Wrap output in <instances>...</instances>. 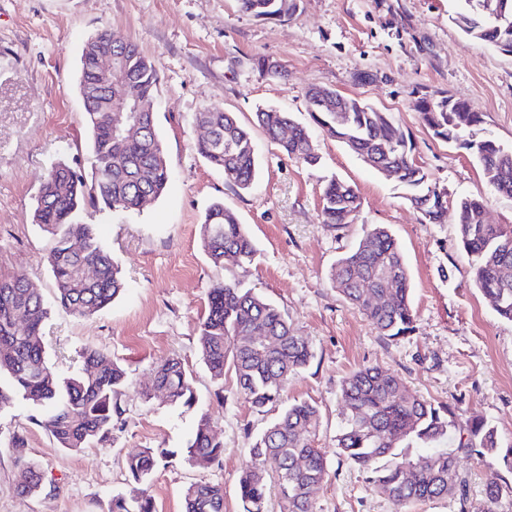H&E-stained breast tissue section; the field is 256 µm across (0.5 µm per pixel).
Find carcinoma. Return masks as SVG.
<instances>
[{
  "label": "carcinoma",
  "instance_id": "obj_1",
  "mask_svg": "<svg viewBox=\"0 0 512 512\" xmlns=\"http://www.w3.org/2000/svg\"><path fill=\"white\" fill-rule=\"evenodd\" d=\"M453 23L469 40L493 45L512 54V0H462ZM242 12L261 19H279L282 0H238ZM498 14L507 23L494 27L487 17ZM112 54L151 104L159 74L139 47L125 41L114 44L103 31L94 36L80 58L78 91L91 138L90 169L80 170L60 159L40 182L32 222L52 239L46 256L55 284L56 303L76 318L90 317L108 307L124 288L121 270L112 252L98 237L95 225L81 220L83 211H140L163 194L168 182L166 153L156 113L138 112L143 137L121 140L112 129V113L120 89L112 97L97 89L98 56ZM349 107L338 112L336 106ZM419 112L433 135L467 150L480 166L494 192L512 197V149L491 138H468L481 115L469 103L442 92L426 93ZM257 124L271 143L309 167L320 162L309 129L290 113L277 108L255 112ZM312 120L374 170L390 167L404 188L405 199L430 224L448 223V196L433 183L425 168L415 164V147L398 122L355 97L344 95L324 106L312 105ZM211 131L200 138L197 152L237 189H251L259 175V160L250 131L232 112L207 107L195 116ZM361 197L347 182L331 178L321 192L323 223L331 228L348 224L346 216L360 211ZM458 242L466 253L476 288L503 320L512 322V225L490 224L483 201L461 197L455 203ZM201 244L215 265L231 260L250 264L256 244L236 214L215 201L201 223ZM330 283L358 306L382 336L397 338L414 330L412 280L406 257L392 231L380 224L365 225L356 245L341 255L330 271ZM374 294L383 304L371 303ZM49 307L24 278L0 277V409L21 399L34 414L30 420L44 428L59 447L72 451L90 448L112 438L122 422L118 395L128 385L127 371L103 351L83 352L80 373L59 376L48 364L43 328ZM254 336L265 341L255 343ZM197 352L223 399L224 376L231 371L239 393L256 409L279 401L288 378L305 370L314 358L307 337L299 335L277 306L237 283L212 288L207 314L198 324ZM154 387L171 407L192 408L197 403L192 377L178 358L154 367ZM344 407L336 448L339 455L366 474L375 490L402 510L429 500L453 498L458 512H512V447L501 446L497 432L480 419L456 420L452 407H437L408 389L404 382L376 367H364L341 384ZM320 427L316 405L300 401L280 416L250 444V464L238 478L243 512H266L267 497L276 493L283 512H314L313 492L327 476V462L315 446ZM457 442L454 449L415 456L413 445L426 448ZM24 479L17 490L31 497L42 490L39 465L26 452L24 435L10 440ZM474 452L484 458L489 476L484 500L476 508L469 500L466 481L457 469L456 453ZM191 465L207 466L224 457V443L213 433L208 413L200 415L193 437L183 448ZM164 450L144 448L128 457V490L112 495L108 512H154L148 485ZM272 464L274 484L265 478ZM420 470L409 477L408 468ZM184 512H224V486L192 483L184 490Z\"/></svg>",
  "mask_w": 512,
  "mask_h": 512
}]
</instances>
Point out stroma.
Returning <instances> with one entry per match:
<instances>
[{
	"instance_id": "1",
	"label": "stroma",
	"mask_w": 512,
	"mask_h": 512,
	"mask_svg": "<svg viewBox=\"0 0 512 512\" xmlns=\"http://www.w3.org/2000/svg\"><path fill=\"white\" fill-rule=\"evenodd\" d=\"M460 0H299L283 20L243 13L237 0H0V275L23 276L51 304L44 329L49 364L67 376L88 347L126 369L119 398L126 424L109 441L81 451L59 448L32 423L22 401L0 410V512H107L126 489L128 455L166 448L150 481L157 512H182L183 491L196 482L224 486V512H243L237 480L249 445L280 414L283 403L310 401L321 423L315 445L328 475L314 495L315 512H396L348 461L340 458L342 380L365 366L400 377L458 419L477 417L512 446V322L501 320L473 286L457 246V226L430 224L392 179L365 165L313 125L306 93L333 88L390 113L411 138L430 178L449 201L483 199L487 220L512 224V198L492 193L478 164L423 124L416 103L441 91L471 104L476 132L512 148V54L464 38L451 18ZM138 44L160 78L156 113L170 182L142 211L82 218L119 264L121 295L87 318L54 305L45 257L51 239L32 221L41 176L57 159L89 162L88 128L77 84L82 48L100 31ZM279 62L285 77L261 74L259 60ZM209 106L236 113L254 137L261 164L251 191L230 186L195 149L194 117ZM275 106L309 126L321 156L310 168L271 145L254 125L257 107ZM357 189V222L331 229L321 222L325 180ZM216 200L246 224L258 249L252 264L210 262L200 224ZM366 224H383L398 239L413 283L412 335H379L365 315L329 283L338 257ZM237 282L270 299L314 351L309 367L288 381L284 401L258 411L224 377V399L197 352V325L211 289ZM178 358L193 375L195 409L165 405L152 368ZM209 412L224 443L221 463L188 464L178 452ZM24 433L27 453L43 474L40 495L20 496L10 438Z\"/></svg>"
}]
</instances>
